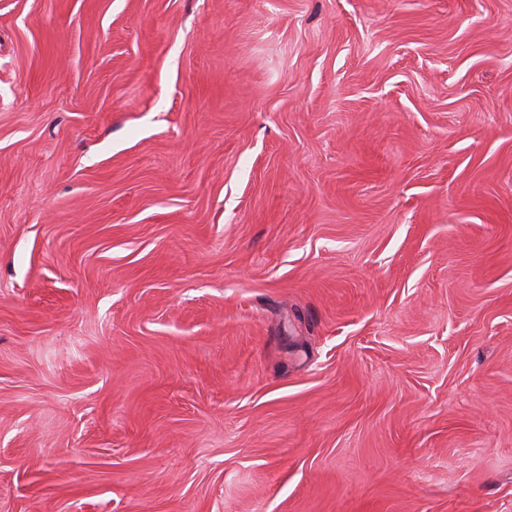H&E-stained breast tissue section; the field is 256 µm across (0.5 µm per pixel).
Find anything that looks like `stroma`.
<instances>
[{
	"label": "stroma",
	"mask_w": 512,
	"mask_h": 512,
	"mask_svg": "<svg viewBox=\"0 0 512 512\" xmlns=\"http://www.w3.org/2000/svg\"><path fill=\"white\" fill-rule=\"evenodd\" d=\"M0 512H512V0H0Z\"/></svg>",
	"instance_id": "35a3bbf8"
}]
</instances>
